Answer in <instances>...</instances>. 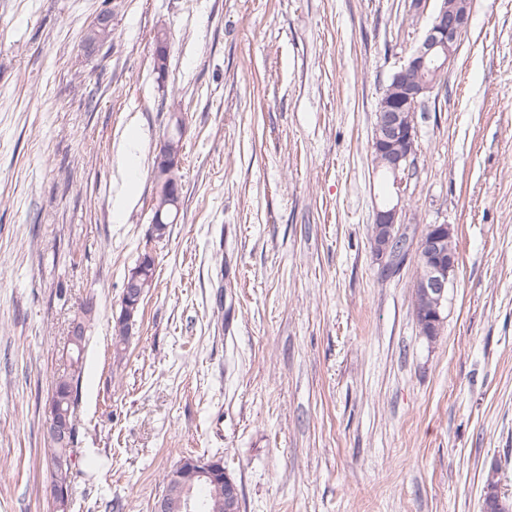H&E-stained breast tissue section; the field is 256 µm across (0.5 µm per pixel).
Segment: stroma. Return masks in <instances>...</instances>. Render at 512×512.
<instances>
[{"label":"stroma","instance_id":"1","mask_svg":"<svg viewBox=\"0 0 512 512\" xmlns=\"http://www.w3.org/2000/svg\"><path fill=\"white\" fill-rule=\"evenodd\" d=\"M411 3L0 0V512H55L48 399L90 300L70 512H150L188 454L222 458L241 512H481L493 467L512 497V0H472L415 114L409 250L389 268L370 143L438 5ZM109 10L111 40L85 51ZM175 102L181 211L157 241ZM432 224L452 225L458 265L431 341L412 296ZM146 251L155 286L118 359L113 318ZM185 130V119L182 112L175 110L170 112L168 134L164 137L159 146L161 160L158 164L157 177L161 182L171 180L172 172L178 169L181 164L182 143ZM139 141L136 136H131L125 140L121 146L118 155V163L123 171L124 178L121 187V193L115 201L114 208L121 212L130 199V191L135 186L134 173L138 166Z\"/></svg>","mask_w":512,"mask_h":512}]
</instances>
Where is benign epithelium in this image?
<instances>
[{
  "instance_id": "obj_1",
  "label": "benign epithelium",
  "mask_w": 512,
  "mask_h": 512,
  "mask_svg": "<svg viewBox=\"0 0 512 512\" xmlns=\"http://www.w3.org/2000/svg\"><path fill=\"white\" fill-rule=\"evenodd\" d=\"M113 13L99 14L87 27L86 45L94 48L107 40L112 24ZM470 13L454 8L448 0H441L434 11L424 36L407 59L390 77L376 112L374 136L371 151L376 156V164L387 168L401 185L400 173L417 151V126L414 112L417 101L434 89V84L424 80L423 75L433 63L438 65L436 73L447 69L454 59L462 36L467 31ZM154 59L156 70L167 74L169 47L167 33H156ZM185 119L182 113L170 112L168 134L161 141V160L157 177L162 182L172 179V172L181 164L182 143L185 135ZM399 204H389L376 209L372 245L377 259L382 260L396 254L394 244L400 239L398 224ZM453 237L449 224L436 227V231L426 233L420 239L417 252L421 267L416 285L434 300L433 315L429 319L428 330L442 321L440 307L448 294L449 273L457 265V252L447 249L446 242ZM140 269H132L125 276L121 298V314L128 326L129 335H134L137 322L135 308L145 293L146 281ZM49 439L60 445H68L73 437L71 411L57 410L49 414L46 423ZM205 479L213 484H224L225 512H240V493L233 477L222 463L214 458L186 456L181 463L169 471L166 482L188 489L197 480ZM151 512H205V502L189 495H173L163 491L155 500Z\"/></svg>"
}]
</instances>
